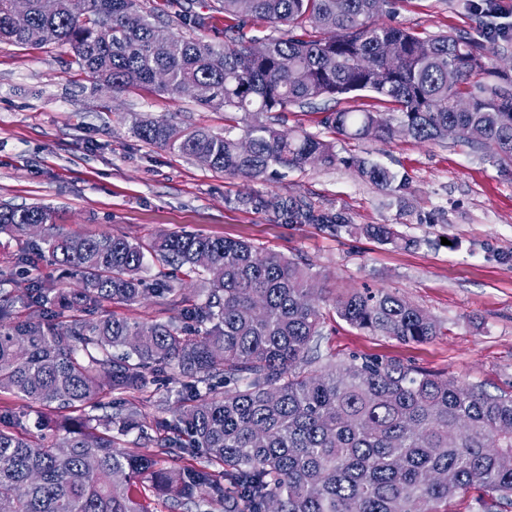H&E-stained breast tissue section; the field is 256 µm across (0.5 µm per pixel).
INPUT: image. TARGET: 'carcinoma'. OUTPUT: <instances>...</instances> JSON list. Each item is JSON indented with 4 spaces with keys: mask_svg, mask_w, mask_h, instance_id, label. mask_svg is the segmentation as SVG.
I'll use <instances>...</instances> for the list:
<instances>
[{
    "mask_svg": "<svg viewBox=\"0 0 512 512\" xmlns=\"http://www.w3.org/2000/svg\"><path fill=\"white\" fill-rule=\"evenodd\" d=\"M29 25L14 27L0 0V42L68 48L96 84L120 92L145 87L173 98L187 83L203 107L242 113V138L196 127L180 137L149 117L134 134L161 149L197 157L209 168L260 180L274 167L339 161L334 142L266 119L317 98L366 92L370 109L338 108L321 123L348 139L389 142L403 129L456 141L512 166V74L489 66L493 47L456 34L422 37L379 21L387 0H217L240 24L224 41L156 37L141 0H24ZM278 35L244 32L245 18ZM264 52L251 54L254 42ZM293 61L288 71L283 58ZM457 99L469 102L458 111ZM344 163L392 191L409 179L364 159ZM289 224L334 227L340 214L302 199L277 205ZM42 237L53 260L78 277L54 292L33 277L25 317L0 303V392L20 395L52 418L32 433L0 412V512H452L472 497L478 512L512 503V395L492 396L397 361L355 355L307 370L327 318L323 289L304 264L252 243L190 232L130 241L106 232L54 231L41 205L0 206V233ZM358 231L393 243L389 224ZM200 278L204 299L173 302L151 324L105 305L149 294L146 257ZM336 315L361 330L419 342L440 326L394 293L366 288L332 300ZM174 371L180 405L155 404L152 420L130 396ZM137 430L153 454L125 447ZM452 472L453 485L437 480Z\"/></svg>",
    "mask_w": 512,
    "mask_h": 512,
    "instance_id": "cac0c4a2",
    "label": "carcinoma"
}]
</instances>
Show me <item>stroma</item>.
<instances>
[{"label": "stroma", "instance_id": "stroma-1", "mask_svg": "<svg viewBox=\"0 0 512 512\" xmlns=\"http://www.w3.org/2000/svg\"><path fill=\"white\" fill-rule=\"evenodd\" d=\"M216 0H148L169 33L223 37L234 18ZM385 23L432 36H486L490 18L470 0H389ZM325 98L278 113L281 129L334 140L342 164L278 169L249 181L196 159L160 149L133 133L136 122L162 117L180 130L199 126L243 134L232 115L145 88L115 92L96 86L69 50L0 43V203L47 205L58 231H106L148 240L188 231L245 239L298 259L327 292L363 288L396 293L432 316L439 336L402 343L330 315L322 358L350 355L400 361L494 396L512 394V167L448 140H346L321 124L334 108ZM365 158L408 175L406 193H393L346 165ZM296 197L342 213L347 225L325 229L288 224L275 208ZM361 224H391L401 244L358 233ZM172 296L115 307L141 323L166 319L172 301L199 298L197 279L173 281Z\"/></svg>", "mask_w": 512, "mask_h": 512}]
</instances>
